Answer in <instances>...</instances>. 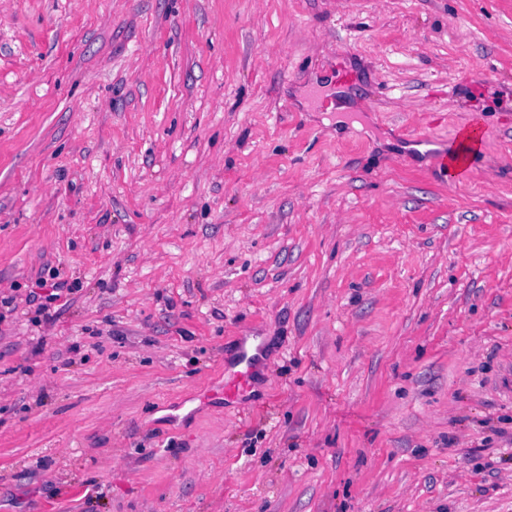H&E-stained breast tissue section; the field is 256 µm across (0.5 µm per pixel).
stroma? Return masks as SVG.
Listing matches in <instances>:
<instances>
[{"label":"stroma","mask_w":512,"mask_h":512,"mask_svg":"<svg viewBox=\"0 0 512 512\" xmlns=\"http://www.w3.org/2000/svg\"><path fill=\"white\" fill-rule=\"evenodd\" d=\"M0 512H512V0H0ZM251 383V370L247 366L242 370L234 372V374L221 386V394L224 398L238 397L243 395L249 388Z\"/></svg>","instance_id":"35a3bbf8"}]
</instances>
